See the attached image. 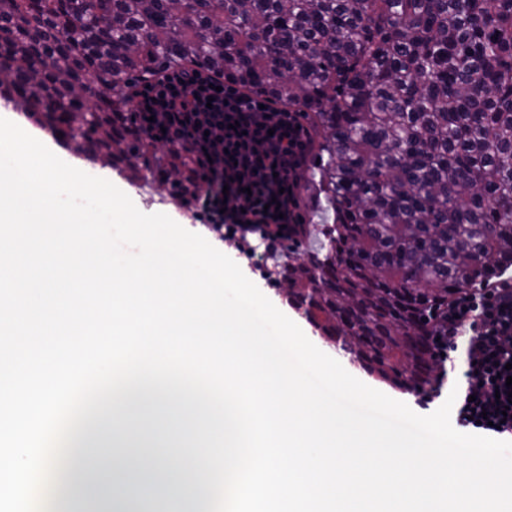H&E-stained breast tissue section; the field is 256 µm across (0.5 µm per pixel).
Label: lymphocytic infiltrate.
<instances>
[{"label": "lymphocytic infiltrate", "mask_w": 512, "mask_h": 512, "mask_svg": "<svg viewBox=\"0 0 512 512\" xmlns=\"http://www.w3.org/2000/svg\"><path fill=\"white\" fill-rule=\"evenodd\" d=\"M135 125L182 151L195 185L173 196L222 238L256 235L279 247L302 231L300 188L311 134L300 113L210 73L164 74L133 95ZM439 365L462 362L453 421L463 431L512 439V276L453 297L431 321Z\"/></svg>", "instance_id": "f902f5d3"}]
</instances>
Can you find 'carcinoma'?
Wrapping results in <instances>:
<instances>
[{
    "label": "carcinoma",
    "instance_id": "1",
    "mask_svg": "<svg viewBox=\"0 0 512 512\" xmlns=\"http://www.w3.org/2000/svg\"><path fill=\"white\" fill-rule=\"evenodd\" d=\"M0 83L132 180L193 172L126 122L132 91L200 68L311 120L321 246L288 296L390 387L439 377L429 318L512 267V0H0Z\"/></svg>",
    "mask_w": 512,
    "mask_h": 512
}]
</instances>
